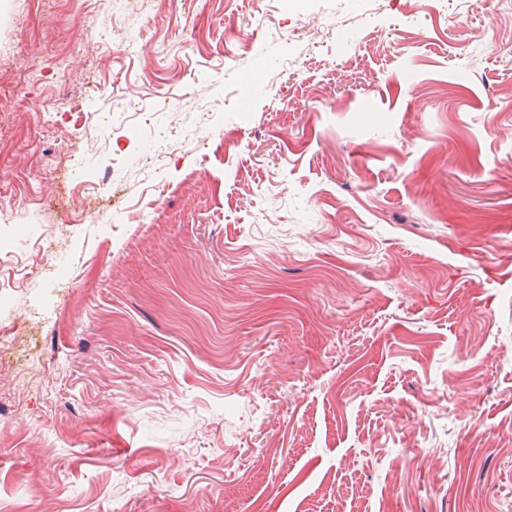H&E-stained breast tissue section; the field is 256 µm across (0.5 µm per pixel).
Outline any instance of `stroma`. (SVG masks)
<instances>
[{
	"instance_id": "stroma-1",
	"label": "stroma",
	"mask_w": 512,
	"mask_h": 512,
	"mask_svg": "<svg viewBox=\"0 0 512 512\" xmlns=\"http://www.w3.org/2000/svg\"><path fill=\"white\" fill-rule=\"evenodd\" d=\"M2 203L10 512H512L501 0H0Z\"/></svg>"
}]
</instances>
